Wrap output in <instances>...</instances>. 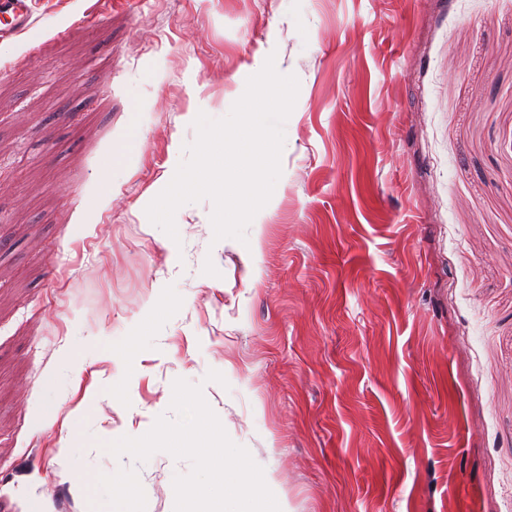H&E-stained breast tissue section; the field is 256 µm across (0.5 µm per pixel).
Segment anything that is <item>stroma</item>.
Segmentation results:
<instances>
[{
	"label": "stroma",
	"instance_id": "obj_1",
	"mask_svg": "<svg viewBox=\"0 0 512 512\" xmlns=\"http://www.w3.org/2000/svg\"><path fill=\"white\" fill-rule=\"evenodd\" d=\"M35 2L0 42V512H94L88 474L174 512L188 460L96 443L179 378L289 512H512V0ZM260 53L299 93L259 245L204 199L170 260L146 208L186 115Z\"/></svg>",
	"mask_w": 512,
	"mask_h": 512
}]
</instances>
